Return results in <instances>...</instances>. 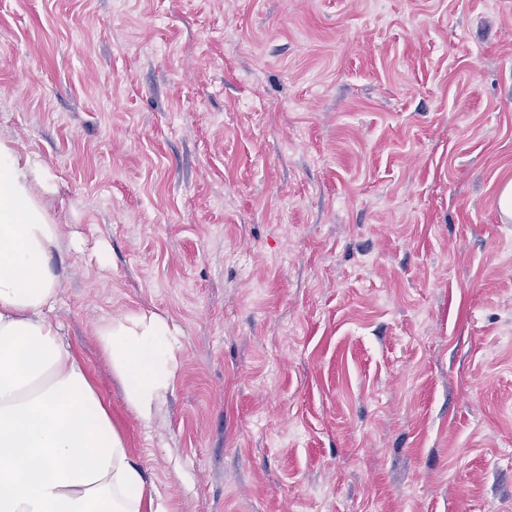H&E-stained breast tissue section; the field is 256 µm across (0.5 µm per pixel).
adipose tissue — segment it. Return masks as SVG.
<instances>
[{
  "mask_svg": "<svg viewBox=\"0 0 512 512\" xmlns=\"http://www.w3.org/2000/svg\"><path fill=\"white\" fill-rule=\"evenodd\" d=\"M36 167L0 142V512H172L147 490L108 402L63 334L55 258L62 241L34 194ZM97 340L127 405L151 424L181 346L141 311L103 320Z\"/></svg>",
  "mask_w": 512,
  "mask_h": 512,
  "instance_id": "1",
  "label": "adipose tissue"
}]
</instances>
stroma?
I'll use <instances>...</instances> for the list:
<instances>
[{
	"label": "stroma",
	"instance_id": "obj_1",
	"mask_svg": "<svg viewBox=\"0 0 512 512\" xmlns=\"http://www.w3.org/2000/svg\"><path fill=\"white\" fill-rule=\"evenodd\" d=\"M0 140L175 512H512V0H0ZM142 309L148 428L96 341ZM167 320L140 311L103 320L97 340L127 405L148 427L174 386L181 346Z\"/></svg>",
	"mask_w": 512,
	"mask_h": 512
}]
</instances>
